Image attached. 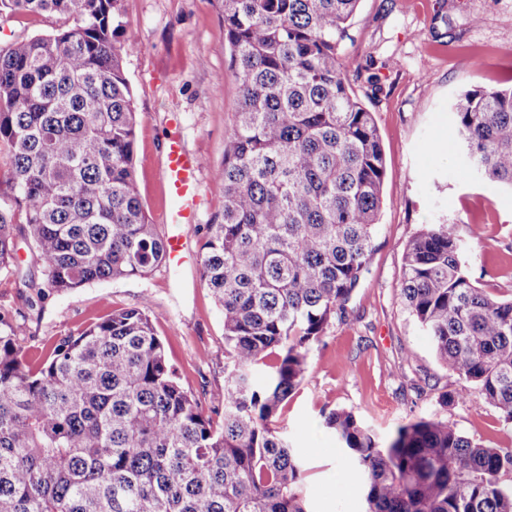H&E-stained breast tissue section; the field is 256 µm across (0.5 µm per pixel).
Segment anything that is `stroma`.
<instances>
[{"label":"stroma","instance_id":"obj_1","mask_svg":"<svg viewBox=\"0 0 512 512\" xmlns=\"http://www.w3.org/2000/svg\"><path fill=\"white\" fill-rule=\"evenodd\" d=\"M139 49L124 57L137 113L136 189L152 224L170 207L162 168L168 138L180 137L201 166L199 224L184 267L161 265L147 277L44 289L33 245L16 239V262L29 287L0 272V310L26 327L20 344L38 357L48 342L77 334L115 309L151 300L166 358L207 405L224 398V315L200 276L204 225L224 212L215 178L224 164L236 87L217 0H122ZM340 51L349 82L373 113L386 162L376 249L349 303L350 318L330 328L310 354V373L283 404L278 425L304 465L310 512H364L361 480L323 425L324 412L353 411L379 437L430 414L466 436L500 443L508 427L477 392L444 407L442 392L461 381L438 362L426 333L398 294L405 247L426 224L452 225L473 275L488 292L512 297V193L465 169L448 100L480 86H512V0H361Z\"/></svg>","mask_w":512,"mask_h":512}]
</instances>
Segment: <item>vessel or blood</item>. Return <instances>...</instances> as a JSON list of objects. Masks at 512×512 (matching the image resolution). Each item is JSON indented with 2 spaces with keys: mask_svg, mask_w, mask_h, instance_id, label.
Wrapping results in <instances>:
<instances>
[{
  "mask_svg": "<svg viewBox=\"0 0 512 512\" xmlns=\"http://www.w3.org/2000/svg\"><path fill=\"white\" fill-rule=\"evenodd\" d=\"M199 174L198 159L186 150L180 138H170L166 145L164 180L174 207L164 219L168 229L163 239L168 260L175 265L182 264L189 252L181 229L197 221Z\"/></svg>",
  "mask_w": 512,
  "mask_h": 512,
  "instance_id": "1",
  "label": "vessel or blood"
}]
</instances>
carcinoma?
I'll return each instance as SVG.
<instances>
[{
    "mask_svg": "<svg viewBox=\"0 0 512 512\" xmlns=\"http://www.w3.org/2000/svg\"><path fill=\"white\" fill-rule=\"evenodd\" d=\"M237 81L224 214L201 274L224 311V401L206 407L168 363L148 301L114 310L32 361L0 312V512H308L303 463L272 418L314 345L347 322L384 206L373 116L339 53L360 0H217ZM64 19L0 48V270L17 218L45 287L142 277L166 262L135 188L136 112L122 0H0ZM470 171L512 191V87L450 103ZM447 224L408 242L401 303L438 361L512 424V298L475 285ZM264 367L262 377L255 369ZM361 473L365 512H512V452L419 417L382 441L353 412L324 417Z\"/></svg>",
    "mask_w": 512,
    "mask_h": 512,
    "instance_id": "carcinoma-1",
    "label": "carcinoma"
}]
</instances>
